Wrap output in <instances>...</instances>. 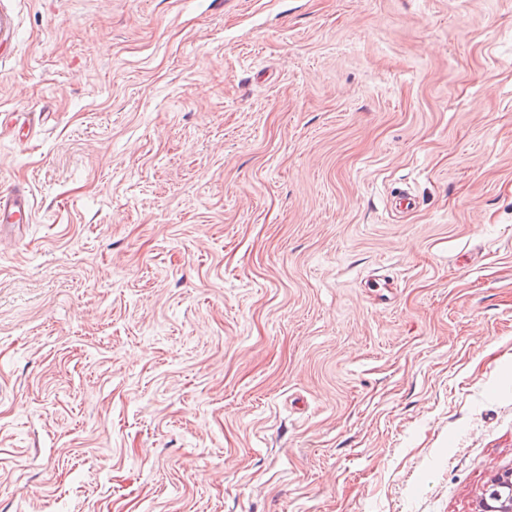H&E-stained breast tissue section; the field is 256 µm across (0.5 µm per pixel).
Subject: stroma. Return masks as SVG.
<instances>
[{
    "mask_svg": "<svg viewBox=\"0 0 512 512\" xmlns=\"http://www.w3.org/2000/svg\"><path fill=\"white\" fill-rule=\"evenodd\" d=\"M16 186L0 512H478L512 470V0H0Z\"/></svg>",
    "mask_w": 512,
    "mask_h": 512,
    "instance_id": "35a3bbf8",
    "label": "stroma"
}]
</instances>
